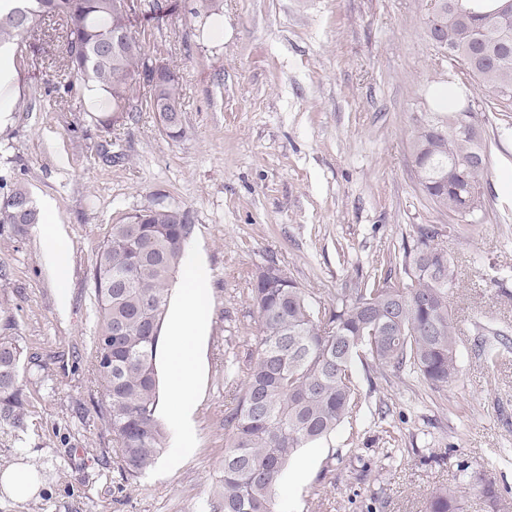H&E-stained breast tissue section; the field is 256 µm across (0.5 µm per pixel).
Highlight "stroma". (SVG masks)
Instances as JSON below:
<instances>
[{
	"label": "stroma",
	"instance_id": "obj_1",
	"mask_svg": "<svg viewBox=\"0 0 512 512\" xmlns=\"http://www.w3.org/2000/svg\"><path fill=\"white\" fill-rule=\"evenodd\" d=\"M178 3L161 26L132 16L146 53L179 76L178 140L142 100L136 121L111 125L107 101L58 102L46 84L58 55L51 21L15 53L0 173L54 204L71 258L58 282L34 233L0 228V327L13 322L47 365L24 377L25 450L0 429V471L30 466L40 481L28 501L0 490V512H32L34 502L41 512H209L236 393L224 358L242 367L256 354V268L275 258L329 303L393 270L418 225L444 221L418 191L408 151L413 116L434 111L456 72L426 39L427 0H224L202 40L194 0ZM482 135L485 218L438 239L457 270V381L432 388L412 371L356 360L352 418L291 461L277 512H426L439 487L464 488L460 512H512V347L491 358L478 346L490 328L512 336V128L488 112ZM157 204L189 213L185 257L209 266L211 320L193 449L177 468L126 481L96 412L91 272L111 225ZM474 477L494 482L498 500L471 488Z\"/></svg>",
	"mask_w": 512,
	"mask_h": 512
}]
</instances>
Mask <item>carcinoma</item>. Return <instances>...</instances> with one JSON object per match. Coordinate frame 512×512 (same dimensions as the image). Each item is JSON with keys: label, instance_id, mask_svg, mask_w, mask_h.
Listing matches in <instances>:
<instances>
[{"label": "carcinoma", "instance_id": "1", "mask_svg": "<svg viewBox=\"0 0 512 512\" xmlns=\"http://www.w3.org/2000/svg\"><path fill=\"white\" fill-rule=\"evenodd\" d=\"M224 0H198L193 17L204 32ZM146 15L163 20L177 0H143ZM63 21L60 69L76 82H92L112 109L139 99L141 84H155L151 110L166 123L167 136L184 135L181 86L175 69L148 66L126 0H13L0 12V45L20 44L42 20ZM485 43H470L465 30L445 25L441 34L475 62L463 75L485 93L489 110L512 112V53L499 36L512 35V13L479 18ZM439 112L414 119L409 143L420 193L432 209L480 221L485 209L490 153L483 137L440 136L434 126L450 125L458 109L436 95ZM39 217L28 189L0 176V224L16 235ZM191 232L188 212L156 205L111 225L92 270L97 321L91 356L104 396L97 413L118 448L121 469L135 478L165 451L157 419V356L171 296ZM434 224L418 227L401 248L403 287L392 276L359 282L336 301L314 300L291 278L253 274L250 300L258 316L256 357L244 375L224 359V376L241 382L224 414V466L209 500L210 512H275L278 488L296 453L330 435L353 413L357 389L353 364L364 355L378 369H413L431 386L444 387L458 375L457 323L448 295L456 284L448 251L432 245ZM24 349L16 336L0 334V429L23 440L29 395L22 383ZM459 491L435 489L426 512H459Z\"/></svg>", "mask_w": 512, "mask_h": 512}]
</instances>
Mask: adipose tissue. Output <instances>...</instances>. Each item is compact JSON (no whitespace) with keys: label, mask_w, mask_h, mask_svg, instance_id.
Returning <instances> with one entry per match:
<instances>
[{"label":"adipose tissue","mask_w":512,"mask_h":512,"mask_svg":"<svg viewBox=\"0 0 512 512\" xmlns=\"http://www.w3.org/2000/svg\"><path fill=\"white\" fill-rule=\"evenodd\" d=\"M33 231L46 248V258L58 280H66L71 245L57 227L52 204H45ZM210 272L200 260L187 262L175 292L169 320L172 342L164 353L166 398L180 411L183 424L170 452L169 465H177L192 440L190 419L197 405L194 388L203 368L199 341L210 322Z\"/></svg>","instance_id":"obj_1"}]
</instances>
